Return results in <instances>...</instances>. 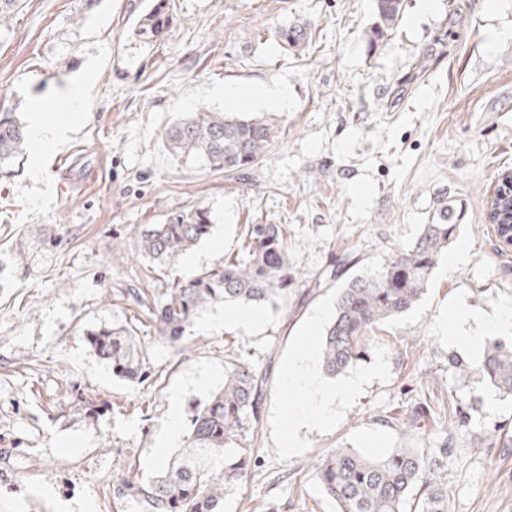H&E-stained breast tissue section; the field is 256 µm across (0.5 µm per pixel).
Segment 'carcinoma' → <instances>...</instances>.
Wrapping results in <instances>:
<instances>
[{"mask_svg": "<svg viewBox=\"0 0 512 512\" xmlns=\"http://www.w3.org/2000/svg\"><path fill=\"white\" fill-rule=\"evenodd\" d=\"M25 0H0V27H7L23 9ZM375 22L370 46L376 47L398 25L403 0H374ZM173 21L171 0H151L134 34L156 41ZM284 49H300L307 39L299 26L277 31ZM273 119L248 114L211 112L187 114L164 133V147L179 161L198 162L205 169L241 179L255 169L278 139ZM29 147L26 125L13 112L0 113V173L9 174ZM448 205L436 209L420 225L418 238L392 252L370 275H344L359 260L347 258L307 281L312 295L326 284H336V305L320 346L322 370L329 376L345 372L360 360L380 324L411 309L425 294L439 258L453 242L457 225L448 223ZM208 209L200 206L174 212L162 224H148L132 238L133 251L148 263L146 279L166 275L181 255L210 235ZM60 240L53 225L37 230L35 241L19 239L7 250L13 264L23 268L34 250ZM288 225L247 224L237 252L224 264L206 269L188 280L173 278L158 297L133 292L140 324L137 330L102 326L87 332L95 354L112 365L117 376L146 380L141 336H157L178 352L184 351L187 329L199 314L218 303L270 304L288 308L291 284L297 272L288 260ZM480 377L500 393L512 397V345L487 340ZM269 382L262 369L241 352L224 351V384L209 399L191 409L184 449L158 475L144 478L135 466L112 482L113 499H133L144 512H217L229 486L244 476L252 458L246 449L234 453L237 443L260 421ZM322 491L337 512H448V485L439 480L434 465L413 448H394L378 459L352 448H336L317 466Z\"/></svg>", "mask_w": 512, "mask_h": 512, "instance_id": "obj_1", "label": "carcinoma"}]
</instances>
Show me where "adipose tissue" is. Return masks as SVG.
<instances>
[{
	"instance_id": "obj_1",
	"label": "adipose tissue",
	"mask_w": 512,
	"mask_h": 512,
	"mask_svg": "<svg viewBox=\"0 0 512 512\" xmlns=\"http://www.w3.org/2000/svg\"><path fill=\"white\" fill-rule=\"evenodd\" d=\"M287 387H316L313 401L303 402L294 407L288 418L289 428H301L309 424L326 425L333 418L334 403L350 399L361 385L360 379L350 378L336 384L319 383L309 365L308 356H300L288 365L285 376Z\"/></svg>"
}]
</instances>
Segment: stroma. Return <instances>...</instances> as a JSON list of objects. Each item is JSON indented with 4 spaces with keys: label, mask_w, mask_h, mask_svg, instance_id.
<instances>
[{
    "label": "stroma",
    "mask_w": 512,
    "mask_h": 512,
    "mask_svg": "<svg viewBox=\"0 0 512 512\" xmlns=\"http://www.w3.org/2000/svg\"><path fill=\"white\" fill-rule=\"evenodd\" d=\"M149 0H26L0 31V89L35 125L66 117L50 101L83 88L63 146L29 155L0 176V245L19 231L60 227L55 250L0 278V512H142L113 501L112 479L128 467L159 469L172 415L224 382V350L274 355L260 422L241 447L246 477L221 512H336L316 479L335 448L377 458L414 448L448 484V512H512V397L464 375L451 357L478 365L481 350L449 343L451 311H486L512 301V248L498 250L487 222L499 174L512 171V0H403L397 28L377 48L367 33L374 0H173L164 39L133 37ZM299 25L309 44L281 52L279 28ZM284 87L274 110L281 138L245 181L177 161L165 129L186 113L263 112L256 92ZM240 90L235 103L228 89ZM459 224L456 264L440 260L410 310L373 331L354 397L327 427L300 429L282 450L289 410L309 399L284 385L289 359L319 349L335 288L304 294V280L359 255L362 271L408 246L441 204ZM206 207L210 235L171 265L188 279L223 264L248 224H284L300 271L291 310L259 306L253 327L223 324L204 310L187 348L142 340L150 377H116L87 343L102 325L131 324L126 291L144 285L146 264L123 257L135 227ZM438 421L424 418L426 409ZM421 413L417 433L398 417Z\"/></svg>",
    "instance_id": "35a3bbf8"
}]
</instances>
